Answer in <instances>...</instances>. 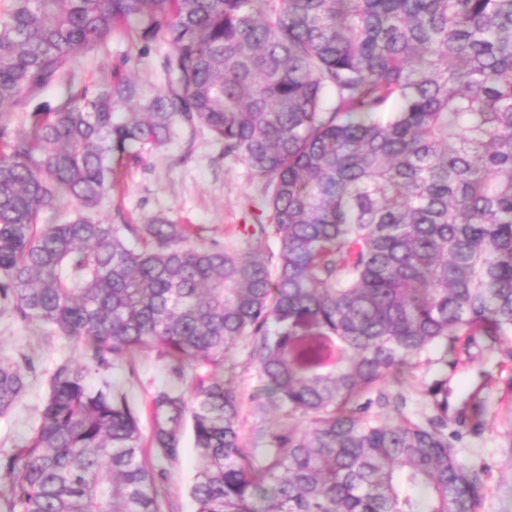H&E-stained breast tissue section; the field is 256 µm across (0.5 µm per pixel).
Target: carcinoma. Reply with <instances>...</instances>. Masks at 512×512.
<instances>
[{
    "label": "carcinoma",
    "mask_w": 512,
    "mask_h": 512,
    "mask_svg": "<svg viewBox=\"0 0 512 512\" xmlns=\"http://www.w3.org/2000/svg\"><path fill=\"white\" fill-rule=\"evenodd\" d=\"M0 14V302L99 366L146 347L205 365L191 400L152 396L150 445L190 428L196 512H482L486 468L459 457L448 379L407 414L404 375L441 346L512 365V0H9ZM119 34L169 48L158 90L88 86ZM56 87L55 105H32ZM181 125L265 179L277 251L190 245L191 229L97 217L113 162ZM73 206L62 222L53 215ZM249 338L272 398L309 419L257 458L214 370ZM0 363V417L22 398ZM471 432L485 403H465ZM3 512H158L139 415L60 364L38 425L0 455Z\"/></svg>",
    "instance_id": "carcinoma-1"
}]
</instances>
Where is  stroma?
<instances>
[{
  "label": "stroma",
  "instance_id": "35a3bbf8",
  "mask_svg": "<svg viewBox=\"0 0 512 512\" xmlns=\"http://www.w3.org/2000/svg\"><path fill=\"white\" fill-rule=\"evenodd\" d=\"M167 52L159 42L143 45L127 37L113 36L98 52L84 57L79 65L82 81L89 85L110 82L115 69L126 68L140 81L164 86L162 61ZM264 184L247 164L225 156L222 145L203 128L180 126L176 137L149 155L144 163L128 164L118 170V186L99 211L100 219L143 224L162 217L173 224L194 225L191 243L212 247L238 243L249 237L253 247L272 252L274 238L258 235V225L269 223L270 213L260 203ZM436 352L424 355L422 365L406 374L407 410L422 411L419 390L422 382L444 375L448 378V403L457 410L473 392L488 402L480 435L464 436L461 457L466 464L488 466L485 512H512V370L500 369L495 358L479 346H471L464 362L448 370L435 362ZM0 360L17 363L27 380L23 398L0 418V454L14 451L39 421L47 380L61 363L85 364L84 347L43 326L25 324L0 305ZM194 367L174 373L158 359L155 350L138 353L134 361H116L92 369V385L109 381L139 410L141 429L150 433L148 402L162 388L174 389L184 397L194 391ZM237 393L238 429L242 448L263 455L272 446L273 435L307 420L289 415L270 397L250 356L249 340H241L225 360L222 370ZM156 490L161 512H194L189 488L199 468L190 437H183L175 457L154 459Z\"/></svg>",
  "mask_w": 512,
  "mask_h": 512
}]
</instances>
